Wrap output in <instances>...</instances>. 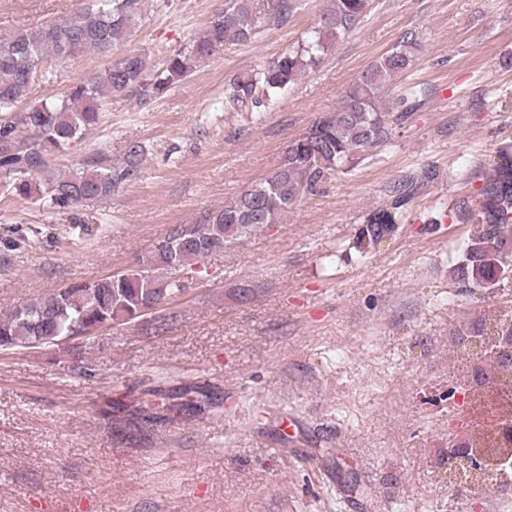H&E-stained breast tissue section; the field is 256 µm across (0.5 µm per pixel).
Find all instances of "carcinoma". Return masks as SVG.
Listing matches in <instances>:
<instances>
[{
    "mask_svg": "<svg viewBox=\"0 0 512 512\" xmlns=\"http://www.w3.org/2000/svg\"><path fill=\"white\" fill-rule=\"evenodd\" d=\"M144 0H88L72 14L32 28L0 35V177L16 193L34 197L53 209L69 210L112 197L125 182L137 176L144 160L143 147L128 143L117 164L99 155L82 167L61 172L58 155L79 142L95 126L109 99L116 94L137 93L157 97L185 78L224 47L226 40H245L267 18L285 21L294 0H224L203 33L184 49L171 54L156 74L146 54L128 50L113 52L99 71L73 85L64 95L31 98L36 80L45 77L43 66L81 54L108 52L126 40L142 18ZM369 0H330L306 39L276 62L260 71H244L224 86V99L258 112L278 100L282 92L333 47L339 36L366 12ZM417 39L411 34L367 67L352 84L336 109L324 112L295 137L278 166L267 178L252 185L218 211L193 224H178L168 234L180 247L171 251L157 242L137 260V266L117 276L74 282L41 298L25 302L0 315V350L57 345L69 338L92 336L117 321L143 317L141 310L155 307L154 331L163 332L179 317L163 304L180 294L184 284L159 277L161 270L185 268L207 252L224 251L256 229L275 224L328 176L354 168L361 152L386 142L392 127L406 118L384 105L386 89L412 62ZM415 183L406 179L393 188L388 207L369 213L357 242L364 252L378 245L397 227L401 208L414 194ZM462 220L476 225L460 247L452 277L465 288L490 290L512 278V159L504 156L480 190L478 208L459 205ZM482 339L487 348L477 356L471 380L477 385L474 399L483 397L479 385H496L498 399L482 402L489 408H512V382L503 370H512V319L489 310L457 329V344L468 347L467 338ZM193 392L196 397L180 402ZM181 394H169L171 402L160 414L151 406L136 409L134 426L143 428L172 420L189 411L202 412L212 396L205 387L191 386ZM463 448H478L489 460L474 463L469 474L479 480L499 477L512 481V468L501 464L512 456V439L478 433L466 441L448 438L446 463L453 466Z\"/></svg>",
    "mask_w": 512,
    "mask_h": 512,
    "instance_id": "cac0c4a2",
    "label": "carcinoma"
}]
</instances>
